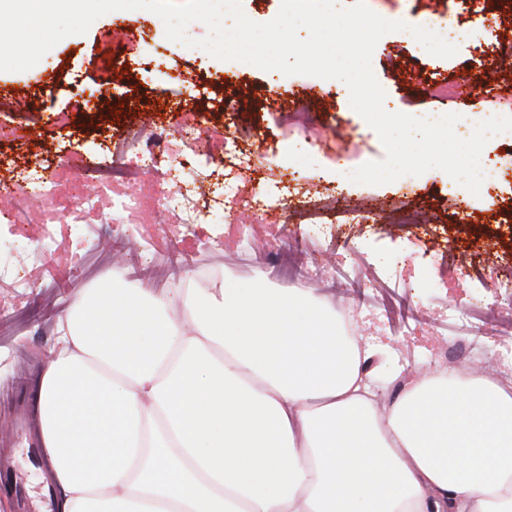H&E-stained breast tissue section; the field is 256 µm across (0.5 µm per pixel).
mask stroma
<instances>
[{"instance_id":"35a3bbf8","label":"stroma","mask_w":512,"mask_h":512,"mask_svg":"<svg viewBox=\"0 0 512 512\" xmlns=\"http://www.w3.org/2000/svg\"><path fill=\"white\" fill-rule=\"evenodd\" d=\"M369 8L391 20L447 17L448 0H366ZM463 23L479 28L477 41L459 47L455 56L420 58L393 33L384 35L372 57L375 77L386 92L385 107L409 115L453 106L469 112L465 96L446 102L430 97L432 81L451 84L486 83L480 106L485 113L512 116V63L503 61L502 46L512 42V0H483L458 5ZM126 25L112 11L96 19L86 34L65 37L26 71H0V98L15 100L28 127L21 137L0 138V179L19 174L33 155H40L44 176L98 158L100 146L118 141L124 125L152 121L163 125L171 140L182 126L195 123L212 135L204 148L208 163L223 170L224 132L236 116L248 117L251 133L240 148L251 160L242 176L267 191L295 186L298 192L328 199L346 198L370 213L365 224L336 223L335 212L321 211L319 223L302 224L281 202L269 223L258 224V246L239 249L224 232V217L210 213L206 224H116L111 207L89 216L86 224L65 222L50 230L63 248L55 258L35 262L48 228H18L0 205V250L12 252L32 274L28 288L16 291L0 282V478L15 476L12 493L0 492V512H22L24 503L45 486V461L32 456L15 432L18 421L36 428L31 402L33 383L53 356L56 325L71 305V294L93 286L108 268L96 245L105 241L123 255L126 280L154 294L164 289L253 288L265 283L286 288H314L334 303L348 330L363 337L370 355L365 371L381 401L402 392L406 375L430 363L456 364L468 359L479 368L502 374L491 353L468 347L471 332L449 324L450 311L468 306L489 308L512 318V290L492 289V282L512 281V153L491 138L482 151L507 171L504 180L483 187L464 200L449 194L450 177L431 169L408 181L380 186L343 183L342 165L379 161L385 149L377 133L352 109L349 91L339 80L290 76L297 98L318 111L321 137L310 156L289 152L297 136L281 120L282 108L261 70H247L236 61L167 39L161 18L146 10L133 13ZM156 47L160 63L147 62L144 44ZM119 57H112V50ZM69 116L66 125L56 113ZM422 212L421 225L400 224L399 208ZM331 224L321 234V221ZM299 248V272L284 278L277 272L279 256ZM337 265L335 277L313 283L311 258ZM409 311L407 322L386 321L382 298Z\"/></svg>"}]
</instances>
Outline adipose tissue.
<instances>
[{"label":"adipose tissue","mask_w":512,"mask_h":512,"mask_svg":"<svg viewBox=\"0 0 512 512\" xmlns=\"http://www.w3.org/2000/svg\"><path fill=\"white\" fill-rule=\"evenodd\" d=\"M38 378L61 512H512V382L429 367L387 406L309 288L75 291Z\"/></svg>","instance_id":"ef3b65f1"}]
</instances>
